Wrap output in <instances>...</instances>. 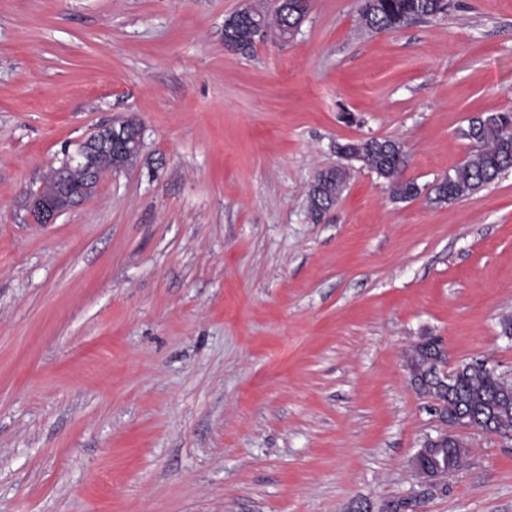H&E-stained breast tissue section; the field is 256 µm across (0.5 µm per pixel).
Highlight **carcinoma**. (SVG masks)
Segmentation results:
<instances>
[{"instance_id": "1", "label": "carcinoma", "mask_w": 512, "mask_h": 512, "mask_svg": "<svg viewBox=\"0 0 512 512\" xmlns=\"http://www.w3.org/2000/svg\"><path fill=\"white\" fill-rule=\"evenodd\" d=\"M301 0H280L275 22L279 34L286 36L294 26L298 15L296 5ZM448 0H370L361 4L360 22L371 32L396 29L411 19L434 18L446 13ZM231 34L242 53H248L254 45L253 29L246 23H238L224 29ZM463 136L478 144V149L446 176V180L434 187V202L446 204L458 200L488 185L503 172L512 169V110H502L470 121ZM336 152L343 158L364 163L385 182L393 198L407 201L420 194L413 180L404 177L408 158L400 141L392 138H371L348 141L339 145ZM101 164L117 170L131 166L138 154L118 157L110 142L98 143ZM341 168L320 172L309 188L310 212L314 220H320L323 212L336 203L345 180ZM424 395L436 404L437 414L448 418V422L483 420L489 428L512 437V410H502L499 400L512 394V381L499 373L486 372L472 367L459 373L453 383V391L437 384L430 369L422 373ZM470 453V446L458 435L451 440L448 454V472L459 469Z\"/></svg>"}]
</instances>
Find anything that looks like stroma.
I'll return each instance as SVG.
<instances>
[{"instance_id":"stroma-1","label":"stroma","mask_w":512,"mask_h":512,"mask_svg":"<svg viewBox=\"0 0 512 512\" xmlns=\"http://www.w3.org/2000/svg\"><path fill=\"white\" fill-rule=\"evenodd\" d=\"M276 3L0 0V512H512L501 437L468 434L425 496L438 423L403 360L433 336L512 375V170L433 192L469 120L512 108V0L378 33L359 0H310L292 38L225 45ZM118 117L134 166L33 223L50 167ZM385 137L415 199L336 152ZM231 32H230V31ZM231 34L232 39H225L228 35ZM253 29L251 26L247 25L244 21L242 23H238L235 26L229 28H224V43L228 48H231L235 51L238 50L241 53H248L252 50L254 45L253 38ZM236 42V43H235ZM237 44V46H236ZM342 168L321 171L309 188L310 212L314 220H320L323 212L335 204L345 180Z\"/></svg>"}]
</instances>
